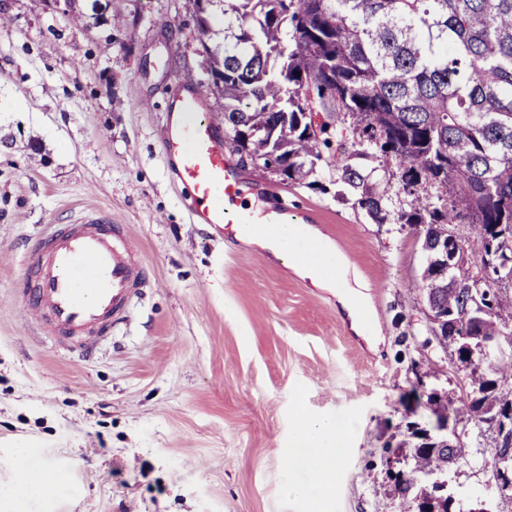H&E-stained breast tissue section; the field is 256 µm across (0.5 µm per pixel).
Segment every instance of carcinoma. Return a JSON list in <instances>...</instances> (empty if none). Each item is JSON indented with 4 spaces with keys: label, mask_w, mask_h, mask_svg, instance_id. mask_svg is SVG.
<instances>
[{
    "label": "carcinoma",
    "mask_w": 512,
    "mask_h": 512,
    "mask_svg": "<svg viewBox=\"0 0 512 512\" xmlns=\"http://www.w3.org/2000/svg\"><path fill=\"white\" fill-rule=\"evenodd\" d=\"M202 35L224 17V46L199 42L223 70L224 148L262 173L282 168L301 183L322 161L306 118L314 94L329 121L352 137L355 150L326 161L336 182L357 196L377 223L391 216L386 192L370 184L379 161L398 175L405 195L396 221L416 229L432 263L427 304L441 345L470 367V389L446 412L478 425L491 411L512 412V357L487 362L476 336H502L512 346V297L484 284L479 322L470 312V287L482 271L484 238H512V0H194ZM474 224L477 240L448 229ZM448 260L444 275L438 260ZM497 375L486 377L485 370ZM418 442L413 464L397 480L404 499L428 495L424 472L448 476L466 461L460 436ZM512 465V444L491 449L488 485Z\"/></svg>",
    "instance_id": "cac0c4a2"
}]
</instances>
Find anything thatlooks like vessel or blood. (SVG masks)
<instances>
[{"label":"vessel or blood","mask_w":512,"mask_h":512,"mask_svg":"<svg viewBox=\"0 0 512 512\" xmlns=\"http://www.w3.org/2000/svg\"><path fill=\"white\" fill-rule=\"evenodd\" d=\"M176 180L189 193L195 223L216 233L251 229L260 218V181L244 178L224 154V123L203 113L197 91H179L160 135ZM142 254L127 225L96 213L60 224L37 239L20 293L42 327L91 354L101 335L126 322L134 296L148 283Z\"/></svg>","instance_id":"1"}]
</instances>
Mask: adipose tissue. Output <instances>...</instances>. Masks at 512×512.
<instances>
[{"instance_id": "1", "label": "adipose tissue", "mask_w": 512, "mask_h": 512, "mask_svg": "<svg viewBox=\"0 0 512 512\" xmlns=\"http://www.w3.org/2000/svg\"><path fill=\"white\" fill-rule=\"evenodd\" d=\"M311 234L308 228L298 236L280 232L259 237L257 243L271 251L277 259L298 262L303 271L315 276L319 273L318 267L301 258L303 246ZM347 434V428L334 421L303 418L298 425L297 446L287 455L291 467L305 468L317 482L332 487L340 462L337 449Z\"/></svg>"}]
</instances>
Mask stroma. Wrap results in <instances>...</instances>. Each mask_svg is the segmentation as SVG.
I'll return each instance as SVG.
<instances>
[{
    "instance_id": "1",
    "label": "stroma",
    "mask_w": 512,
    "mask_h": 512,
    "mask_svg": "<svg viewBox=\"0 0 512 512\" xmlns=\"http://www.w3.org/2000/svg\"><path fill=\"white\" fill-rule=\"evenodd\" d=\"M1 17L0 512H400L392 473L435 422L428 394L470 381L433 338L422 237L374 223L323 167L311 186L262 176L312 227L321 278L192 223L157 135L178 87L223 105L186 48L188 0H0ZM88 212L128 226L149 282L86 361L19 286L31 243ZM306 415L354 425L329 490L281 466ZM456 430L468 457L449 484L512 512L486 489L496 432ZM23 464L58 489L19 490Z\"/></svg>"
}]
</instances>
